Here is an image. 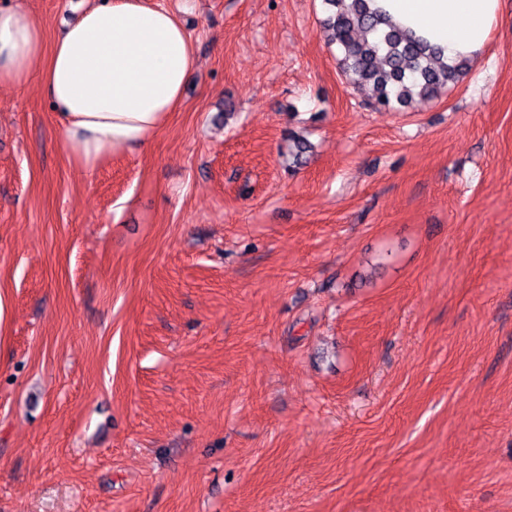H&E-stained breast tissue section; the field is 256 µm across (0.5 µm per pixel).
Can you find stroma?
<instances>
[{
  "label": "stroma",
  "mask_w": 512,
  "mask_h": 512,
  "mask_svg": "<svg viewBox=\"0 0 512 512\" xmlns=\"http://www.w3.org/2000/svg\"><path fill=\"white\" fill-rule=\"evenodd\" d=\"M148 2L198 57L149 148L0 88V512H512V0L381 111L323 0Z\"/></svg>",
  "instance_id": "1"
}]
</instances>
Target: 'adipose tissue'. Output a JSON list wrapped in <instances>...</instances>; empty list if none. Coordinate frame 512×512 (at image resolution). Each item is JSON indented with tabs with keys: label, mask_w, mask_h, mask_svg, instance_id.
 <instances>
[{
	"label": "adipose tissue",
	"mask_w": 512,
	"mask_h": 512,
	"mask_svg": "<svg viewBox=\"0 0 512 512\" xmlns=\"http://www.w3.org/2000/svg\"><path fill=\"white\" fill-rule=\"evenodd\" d=\"M500 0H372L399 28L438 48L445 61L477 58L498 21ZM196 65L179 17L145 0H91L46 45L28 10L0 8V88L32 76L57 111L60 146L80 170L108 152L141 149L184 102Z\"/></svg>",
	"instance_id": "ef3b65f1"
}]
</instances>
